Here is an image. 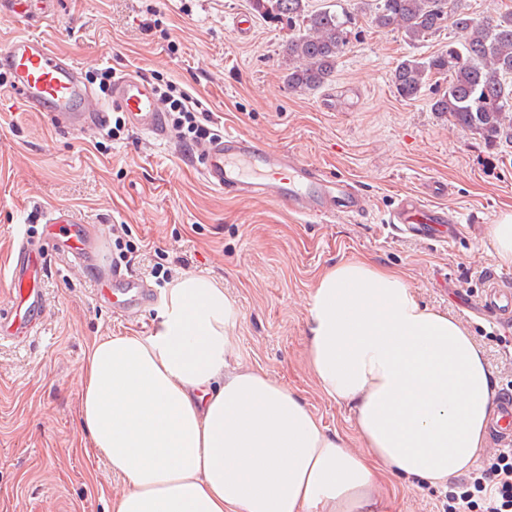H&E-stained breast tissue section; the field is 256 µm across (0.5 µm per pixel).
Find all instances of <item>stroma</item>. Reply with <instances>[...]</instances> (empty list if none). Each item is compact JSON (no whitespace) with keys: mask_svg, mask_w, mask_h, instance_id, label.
Listing matches in <instances>:
<instances>
[{"mask_svg":"<svg viewBox=\"0 0 512 512\" xmlns=\"http://www.w3.org/2000/svg\"><path fill=\"white\" fill-rule=\"evenodd\" d=\"M332 81L300 93L286 81V46L294 32L254 15L250 0H59L55 14L29 27L0 18V42L33 33L90 80L104 68L170 83L201 100V124L231 129L295 153L355 182L369 199L364 217L319 220L269 198L211 189L178 133L159 139L124 128L96 150L98 131L72 135L30 111L0 87V308L8 305V266L17 233L51 207L72 208L100 237L101 261L116 253L112 228L126 225L137 247L133 272L163 264L172 277H207L229 297L232 366H253L295 390L349 448L360 450L354 416L326 396L306 359L311 293L336 263L365 259L400 271L419 300L448 313L474 337L492 372L495 395L512 392V331H497L469 305L489 275L512 282L496 264L488 229L512 209V144L491 145L432 112L427 98L408 101L393 85L397 62L447 46L443 30L408 41L360 13ZM253 28L238 36L234 21ZM428 183L447 187L438 201L462 224L454 240H424L387 222L405 193ZM42 288L39 333L0 344V512H112L127 488L92 449L79 398L81 372L95 338L154 335L163 307L118 318L95 297L92 273L72 274L52 256ZM444 490L392 481L391 512H435Z\"/></svg>","mask_w":512,"mask_h":512,"instance_id":"35a3bbf8","label":"stroma"}]
</instances>
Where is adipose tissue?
<instances>
[{
  "label": "adipose tissue",
  "instance_id": "ef3b65f1",
  "mask_svg": "<svg viewBox=\"0 0 512 512\" xmlns=\"http://www.w3.org/2000/svg\"><path fill=\"white\" fill-rule=\"evenodd\" d=\"M234 315L212 279L183 276L155 335L91 343L80 417L128 485L112 512H389L388 477L445 487L485 448L483 351L399 271L338 263L311 294L308 364L353 409L360 452L287 385L228 367Z\"/></svg>",
  "mask_w": 512,
  "mask_h": 512
}]
</instances>
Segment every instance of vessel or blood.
I'll list each match as a JSON object with an SVG mask.
<instances>
[{"instance_id": "b4317fda", "label": "vessel or blood", "mask_w": 512, "mask_h": 512, "mask_svg": "<svg viewBox=\"0 0 512 512\" xmlns=\"http://www.w3.org/2000/svg\"><path fill=\"white\" fill-rule=\"evenodd\" d=\"M0 65L11 77V89L25 106L49 113L56 126L69 133L88 132L105 124L109 105H118L130 126L159 138L167 137L166 114L148 81L123 76L112 82L110 103H103L84 84L77 67L32 35H16L0 45ZM202 175L212 187L237 196L270 197L289 211L316 217H357L367 207L366 197L344 178H333L295 155L262 140L230 131L216 134L198 151ZM400 231L424 238L451 239L458 232L455 212L428 203L414 192L401 197L388 218ZM43 235L18 238L9 268L10 304L0 309V342H23L41 327L46 305L41 282L47 273L48 249H55L73 267L85 270L97 264V245L73 210L51 208L42 215ZM97 297L114 315L127 317L153 305L157 292L132 271L119 267L99 274ZM478 309L493 326L512 330V287L491 278ZM495 445L512 446V397H503L492 422Z\"/></svg>"}]
</instances>
